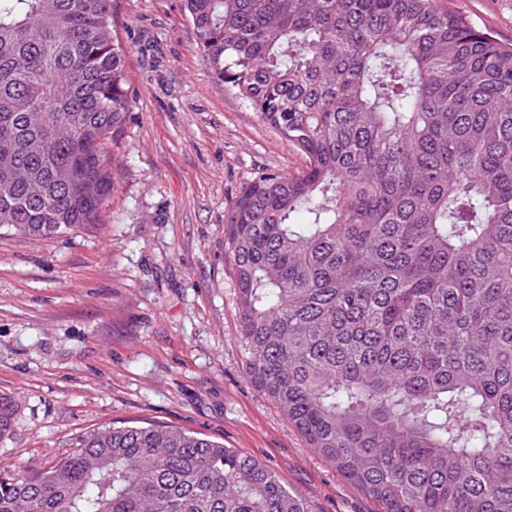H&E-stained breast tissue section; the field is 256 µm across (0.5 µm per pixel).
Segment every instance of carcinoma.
Listing matches in <instances>:
<instances>
[{
  "instance_id": "1",
  "label": "carcinoma",
  "mask_w": 512,
  "mask_h": 512,
  "mask_svg": "<svg viewBox=\"0 0 512 512\" xmlns=\"http://www.w3.org/2000/svg\"><path fill=\"white\" fill-rule=\"evenodd\" d=\"M307 158L224 215L248 375L378 512H512V44L441 0H184ZM112 0H0V229L96 222L130 102ZM17 405L0 395V442ZM0 512H310L201 433L105 426Z\"/></svg>"
}]
</instances>
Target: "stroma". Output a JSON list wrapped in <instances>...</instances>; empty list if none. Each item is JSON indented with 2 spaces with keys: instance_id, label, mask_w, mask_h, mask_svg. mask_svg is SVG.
Returning a JSON list of instances; mask_svg holds the SVG:
<instances>
[{
  "instance_id": "stroma-1",
  "label": "stroma",
  "mask_w": 512,
  "mask_h": 512,
  "mask_svg": "<svg viewBox=\"0 0 512 512\" xmlns=\"http://www.w3.org/2000/svg\"><path fill=\"white\" fill-rule=\"evenodd\" d=\"M512 42V0H448ZM131 102L107 146L96 223L0 231V394L18 404L0 470L40 471L103 426L162 423L240 449L311 512H376L251 383L224 216L262 173L305 155L216 83L183 0H115Z\"/></svg>"
}]
</instances>
